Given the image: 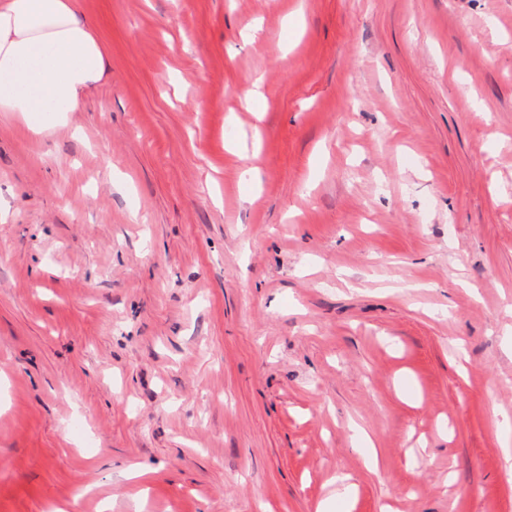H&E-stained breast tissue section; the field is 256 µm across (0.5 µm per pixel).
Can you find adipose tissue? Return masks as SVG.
I'll return each instance as SVG.
<instances>
[{
  "label": "adipose tissue",
  "instance_id": "obj_1",
  "mask_svg": "<svg viewBox=\"0 0 512 512\" xmlns=\"http://www.w3.org/2000/svg\"><path fill=\"white\" fill-rule=\"evenodd\" d=\"M106 72L76 0H0V117L44 133L53 116L77 111Z\"/></svg>",
  "mask_w": 512,
  "mask_h": 512
}]
</instances>
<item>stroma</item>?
<instances>
[{
    "mask_svg": "<svg viewBox=\"0 0 512 512\" xmlns=\"http://www.w3.org/2000/svg\"><path fill=\"white\" fill-rule=\"evenodd\" d=\"M79 6L105 78L0 120V512H512V0Z\"/></svg>",
    "mask_w": 512,
    "mask_h": 512,
    "instance_id": "obj_1",
    "label": "stroma"
}]
</instances>
